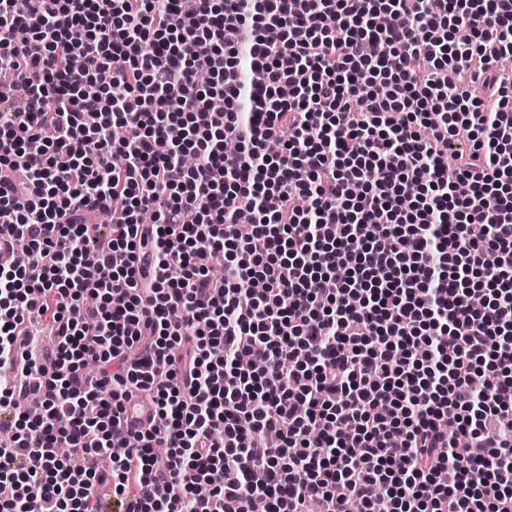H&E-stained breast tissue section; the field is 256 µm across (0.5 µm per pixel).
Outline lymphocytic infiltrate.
<instances>
[{
	"label": "lymphocytic infiltrate",
	"instance_id": "lymphocytic-infiltrate-1",
	"mask_svg": "<svg viewBox=\"0 0 512 512\" xmlns=\"http://www.w3.org/2000/svg\"><path fill=\"white\" fill-rule=\"evenodd\" d=\"M508 57L512 0H0V512H512Z\"/></svg>",
	"mask_w": 512,
	"mask_h": 512
}]
</instances>
